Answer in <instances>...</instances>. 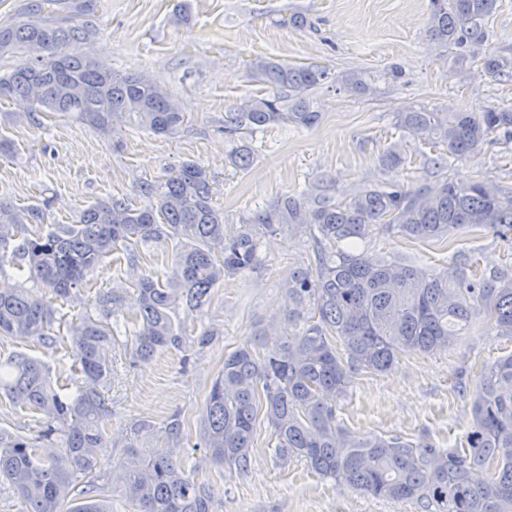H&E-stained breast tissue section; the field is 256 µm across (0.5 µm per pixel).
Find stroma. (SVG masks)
I'll list each match as a JSON object with an SVG mask.
<instances>
[{
  "mask_svg": "<svg viewBox=\"0 0 512 512\" xmlns=\"http://www.w3.org/2000/svg\"><path fill=\"white\" fill-rule=\"evenodd\" d=\"M293 14L304 16L306 25H288ZM428 14L429 0H95L90 11L68 20L82 31L80 50L114 70L150 74L179 103L185 121L169 137L154 135L132 119L104 133L71 115L35 112L1 99L0 135L16 152L0 156V199L42 209L45 223L72 224L82 208L132 195L138 182L194 160L211 177L213 199L224 211V233L230 236L250 212L279 194L307 191L320 175L332 178L331 189L339 194L388 178L413 187L429 183L432 177L422 167L424 144L409 143L403 168L388 173L381 167L383 151L398 138V112L512 106V77L454 65L453 51L428 37ZM268 59L329 69V82L311 96L322 118L312 128L274 125L256 132L248 139L252 163L241 170L227 160L224 114L232 104L265 94L252 66ZM352 70L374 77L373 96L343 87L341 76ZM448 175L511 190L512 142L484 146L455 162ZM363 247L379 255H406L435 271L445 266L449 251L382 234ZM452 248L477 257L489 271L512 264V255L486 230L459 232ZM260 253V267L225 279L208 305L185 314L181 347L136 365L130 338L112 341V383L102 423L114 443L105 452L107 469L122 460L118 444L136 421L160 424L178 412L186 429L195 430L225 355L279 317L282 280L309 263L312 241L305 232L267 235ZM172 256L167 241L141 249L134 270L123 253L107 257L62 305V319L93 310L100 294L129 284L138 271H164ZM205 330L213 332L214 341L201 349L194 338ZM17 350L47 361L51 378L77 376L65 344L48 349L26 339L0 342L1 358ZM510 353L511 340L485 325L471 327L448 350L407 353L389 372L356 376L337 403L338 419L359 434H397L439 448L462 447L470 390L482 366ZM274 446L269 429L258 427L250 469L242 476L202 462L190 448L180 459L210 491L214 512H421L410 501L338 487L305 461L280 464Z\"/></svg>",
  "mask_w": 512,
  "mask_h": 512,
  "instance_id": "stroma-1",
  "label": "stroma"
}]
</instances>
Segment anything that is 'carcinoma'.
Instances as JSON below:
<instances>
[{
  "instance_id": "1",
  "label": "carcinoma",
  "mask_w": 512,
  "mask_h": 512,
  "mask_svg": "<svg viewBox=\"0 0 512 512\" xmlns=\"http://www.w3.org/2000/svg\"><path fill=\"white\" fill-rule=\"evenodd\" d=\"M497 0H430L427 33L441 46L468 49L495 76L512 71V59L485 54L488 18ZM79 12L73 0H33L27 15L0 24V56L34 54L30 67L0 76V97L26 107L72 113L101 131L136 118L158 135H173L184 112L154 79L122 73L76 50L80 32L43 15L45 5ZM254 76L267 95L236 103L225 112L224 136L235 142L228 157L246 169L251 148L245 133L271 124L311 127L319 119L311 91L327 82L319 65L291 66L261 60ZM351 92H373L371 79L349 72ZM399 139L387 147L382 166L393 172L406 159L407 143L436 152L426 162L446 172L483 145L512 140V108L439 112L411 108L397 115ZM140 203L113 197L79 212L74 224H48L43 214L0 200V340L36 339L47 348L65 337L80 373L73 387L51 381L42 360L14 352L0 360V398L34 414V430L13 434L0 427V483L24 504V512H111L96 498L95 478L108 447L102 422L108 413L104 388L112 379L106 346L114 338L122 296L104 293L87 312L55 329V300L69 301L87 276L110 255L137 260L141 244L172 240L178 248L169 271L144 272L132 284V360L145 364L160 350L182 344L179 314L209 302L224 279L260 263L265 233L306 231L313 262L288 273L282 288L283 319L303 322L302 332L280 336L270 324L258 332L271 347L247 341L224 356L206 396L193 447L202 459L240 475L248 472L257 427L275 437L283 465L304 460L319 476L373 497L411 501L423 512H512V354L483 366L472 395V423L461 448L442 451L397 435H357L337 420V401L354 376L392 369L409 352L449 348L476 321L512 339V266L487 273L465 257L447 269L427 272L406 256H376L356 248L373 234L443 242L461 229H485L512 252V192L482 182L457 183L443 176L412 188L398 181L374 182L336 198L317 179L300 196L282 194L224 237V212L213 202L210 175L186 161L164 178L139 182ZM160 432L170 450L153 453L142 439ZM189 439L176 413L160 428L148 421L125 434L126 456L112 468L136 512H211V494L186 474L176 450ZM480 468L482 482L472 478ZM87 477L85 501L65 507L75 474Z\"/></svg>"
}]
</instances>
